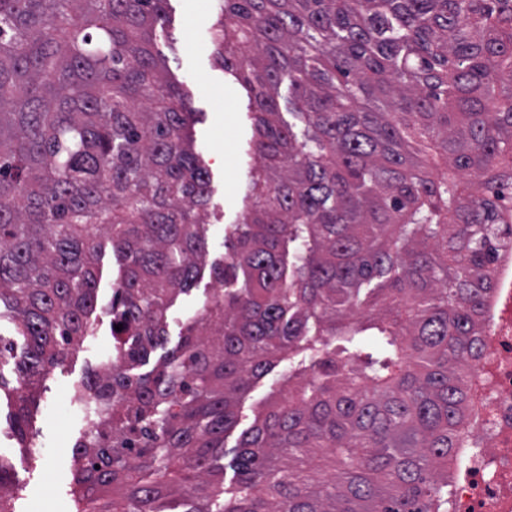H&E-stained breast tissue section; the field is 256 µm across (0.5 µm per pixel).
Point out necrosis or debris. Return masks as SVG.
Masks as SVG:
<instances>
[{
  "mask_svg": "<svg viewBox=\"0 0 512 512\" xmlns=\"http://www.w3.org/2000/svg\"><path fill=\"white\" fill-rule=\"evenodd\" d=\"M484 357L470 383V446L448 471L452 512H512V251L496 267Z\"/></svg>",
  "mask_w": 512,
  "mask_h": 512,
  "instance_id": "4bbe7bcc",
  "label": "necrosis or debris"
}]
</instances>
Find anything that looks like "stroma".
Returning <instances> with one entry per match:
<instances>
[{
	"instance_id": "1",
	"label": "stroma",
	"mask_w": 512,
	"mask_h": 512,
	"mask_svg": "<svg viewBox=\"0 0 512 512\" xmlns=\"http://www.w3.org/2000/svg\"><path fill=\"white\" fill-rule=\"evenodd\" d=\"M214 4L215 0H169L166 35L158 41L174 81L191 97L197 112L191 134L194 151L211 177L206 224L212 261L226 257L225 232L243 219L248 172L258 163L249 149L253 126L247 93L234 77L212 64L209 29ZM217 289V282L205 270L193 289L179 296L166 347L177 344L185 319ZM111 352L110 318L102 312L95 320L93 335L50 373L40 391L32 439L37 463H30L13 439L8 407L0 408V454L13 463V480L19 487L17 512H73L72 447L85 423L80 408L63 403L62 398Z\"/></svg>"
}]
</instances>
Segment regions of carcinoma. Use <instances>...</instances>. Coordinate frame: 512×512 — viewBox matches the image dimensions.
<instances>
[{"instance_id": "cac0c4a2", "label": "carcinoma", "mask_w": 512, "mask_h": 512, "mask_svg": "<svg viewBox=\"0 0 512 512\" xmlns=\"http://www.w3.org/2000/svg\"><path fill=\"white\" fill-rule=\"evenodd\" d=\"M168 0H0V317L26 350L12 432L92 335L74 388L75 512H445L468 377L512 244V0H218L213 63L248 93L259 166L210 265L196 112L155 51ZM288 82V112L279 88ZM123 272L106 306L103 240ZM277 368L285 394L225 442ZM18 488L0 454V512Z\"/></svg>"}]
</instances>
